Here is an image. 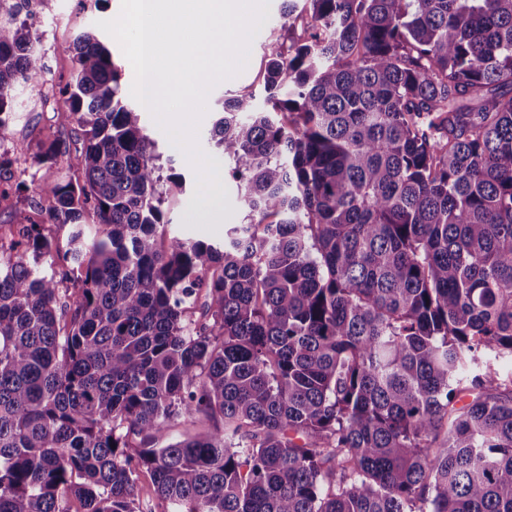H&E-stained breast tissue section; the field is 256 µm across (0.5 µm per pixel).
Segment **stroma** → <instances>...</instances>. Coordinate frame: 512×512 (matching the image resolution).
I'll return each instance as SVG.
<instances>
[{
  "instance_id": "stroma-1",
  "label": "stroma",
  "mask_w": 512,
  "mask_h": 512,
  "mask_svg": "<svg viewBox=\"0 0 512 512\" xmlns=\"http://www.w3.org/2000/svg\"><path fill=\"white\" fill-rule=\"evenodd\" d=\"M282 0H269V18L254 37L246 68L238 76L215 86L207 98V112L198 131V141L206 153L214 148L207 142L208 133L218 117L221 102L242 90L253 91L257 99H264L263 70L270 51L271 31H278L280 38H287L282 30L280 13ZM121 9V0H55L53 18L42 21L38 27L45 51V69L40 86L18 84L14 96L17 101V118L5 135L0 138V152L18 154L14 165V180L26 186V194L37 198L38 186L47 176H63L66 165L53 169L37 166L32 161L42 142L59 135L70 134V127L61 125L58 112L63 106L59 89L70 80L73 71L70 47L77 33L90 30L109 49L121 74V95L130 98L135 74L131 63L124 56L117 41L98 28L101 20L115 18ZM142 124L154 144L153 153L163 170H174L186 179L183 192L169 197L163 210L167 220L163 227L165 237L181 239H203L220 243L232 226L244 223L245 211L240 202L238 183L228 169H221L220 176L227 189L225 197L211 205L203 206L193 200L196 177L180 150L169 142L165 133L157 126L150 112H143Z\"/></svg>"
}]
</instances>
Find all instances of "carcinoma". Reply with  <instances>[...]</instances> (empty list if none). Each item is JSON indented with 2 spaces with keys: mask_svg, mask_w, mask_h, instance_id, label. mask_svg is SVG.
Masks as SVG:
<instances>
[{
  "mask_svg": "<svg viewBox=\"0 0 512 512\" xmlns=\"http://www.w3.org/2000/svg\"><path fill=\"white\" fill-rule=\"evenodd\" d=\"M281 14L310 21L266 107L240 92L210 131L247 219L221 244L158 242L184 177L73 41L49 224L0 225V512H138L142 469L179 512H512V0ZM43 72L0 24V130Z\"/></svg>",
  "mask_w": 512,
  "mask_h": 512,
  "instance_id": "cac0c4a2",
  "label": "carcinoma"
}]
</instances>
